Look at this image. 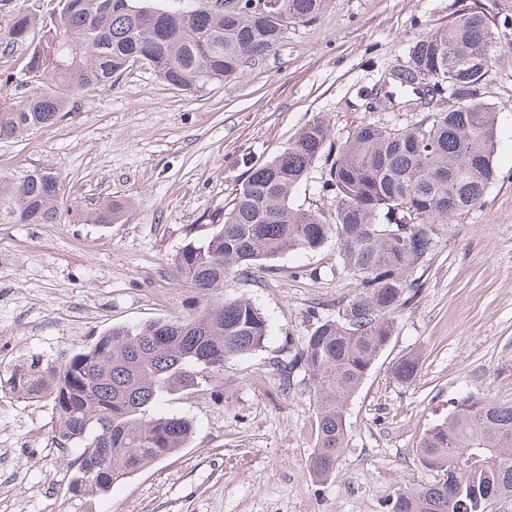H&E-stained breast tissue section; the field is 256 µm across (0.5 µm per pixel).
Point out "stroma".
<instances>
[{"label": "stroma", "instance_id": "35a3bbf8", "mask_svg": "<svg viewBox=\"0 0 512 512\" xmlns=\"http://www.w3.org/2000/svg\"><path fill=\"white\" fill-rule=\"evenodd\" d=\"M469 2L331 0L238 78L188 91L136 63L68 93L53 125L0 140V176L47 167L65 189L61 223L0 224V363L187 315L197 295L177 257L223 217L245 158H273L318 117L338 143L365 122L418 121L403 97L371 111L369 96L413 42ZM21 10L37 23L26 42L6 43ZM57 10L58 0H0V108L40 87L26 64ZM486 99L498 116L495 176L480 206L435 225L437 246L415 271L420 293L396 314L391 342L347 404V446L332 475L308 470L318 411L304 371L288 368L316 315H335L356 288L329 242L225 279L224 297L266 316L263 347L225 362L222 392L163 398L156 413L193 423L187 448L116 482L88 512H390L400 490L434 481L416 448L453 398L512 402V51L498 52ZM327 169L315 161L291 203L330 223ZM107 198L125 205L117 223L79 220ZM412 355L414 376L398 380L395 365ZM53 428L46 401L0 390V512H74L67 460L48 444Z\"/></svg>", "mask_w": 512, "mask_h": 512}]
</instances>
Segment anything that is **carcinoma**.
<instances>
[{"mask_svg": "<svg viewBox=\"0 0 512 512\" xmlns=\"http://www.w3.org/2000/svg\"><path fill=\"white\" fill-rule=\"evenodd\" d=\"M238 0L231 10L160 8L152 0H59L28 70L48 88L0 108V140L52 125L65 92L102 85L129 64L143 62L181 89L235 78L275 50L288 26L315 19L328 0H274L267 13ZM512 17V0H473L447 28L418 39L404 71L388 79L386 96L404 93L414 107L430 86L449 89L409 128L363 123L331 160L325 187L336 220L292 206L291 194L331 143L316 119L273 159L253 163L224 212V222L177 258L180 274L201 296L193 312L108 329L58 362L37 356L11 368L13 390L46 400L56 415L53 443L71 458L67 490L75 505L103 496L112 484L186 447V417L154 414L161 398L216 391L224 363L261 348L264 314L247 299L217 293L238 270L262 267L285 252L336 242L343 268L357 281L336 302V318H317L288 365L301 366L318 407V442L310 472L321 480L346 446V405L395 331V315L417 296L414 271L436 247L433 224L480 204L492 179L497 116L485 100L496 52L511 49L498 27ZM34 25L18 13L8 39L19 43ZM64 193L45 167L0 176V224H56ZM122 204L108 200L90 213L117 222ZM416 359L394 369L411 379ZM417 456L438 480L400 492L392 512H486L512 498V404L467 393L421 438Z\"/></svg>", "mask_w": 512, "mask_h": 512, "instance_id": "cac0c4a2", "label": "carcinoma"}]
</instances>
